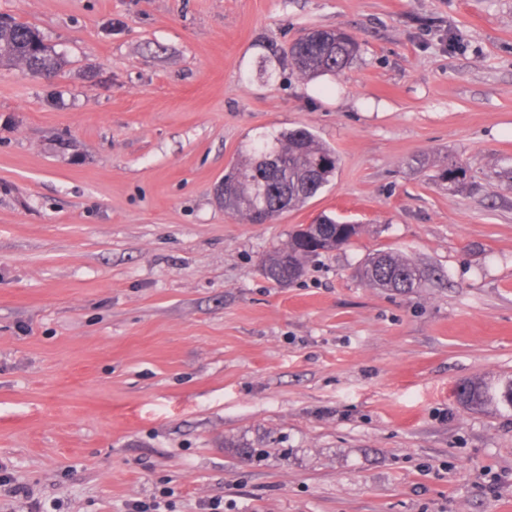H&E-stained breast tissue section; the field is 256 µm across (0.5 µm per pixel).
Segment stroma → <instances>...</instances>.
Segmentation results:
<instances>
[{
	"mask_svg": "<svg viewBox=\"0 0 512 512\" xmlns=\"http://www.w3.org/2000/svg\"><path fill=\"white\" fill-rule=\"evenodd\" d=\"M68 61L0 69V512H512V0H0ZM312 28L360 51L303 78ZM304 127L331 183L215 188ZM457 163L464 183L437 174ZM321 213L351 247L260 265ZM392 251L406 293L360 281ZM277 155L279 165L271 172L268 156ZM338 157L331 147L317 141L307 128L281 130L272 139L252 145L244 160L224 174L223 183L233 188L224 210L250 223L257 207L268 205L272 213L294 210L315 197L336 173ZM355 273L371 286L395 291L418 288L423 277L416 265L390 251L369 255L357 266ZM456 399L460 405L472 410L482 411L488 406L498 410H512V379L491 383L484 378L469 379L456 388Z\"/></svg>",
	"mask_w": 512,
	"mask_h": 512,
	"instance_id": "35a3bbf8",
	"label": "stroma"
}]
</instances>
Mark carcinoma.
Instances as JSON below:
<instances>
[{"mask_svg":"<svg viewBox=\"0 0 512 512\" xmlns=\"http://www.w3.org/2000/svg\"><path fill=\"white\" fill-rule=\"evenodd\" d=\"M358 52V43L347 33L322 28L293 42L286 56L302 76L314 79L343 71ZM64 64V56L28 24L14 20L0 24V67L20 65L34 74L53 76ZM271 155L279 160L273 172L266 163ZM337 165L335 150L319 143L309 129L282 130L251 146L245 158L224 174L223 183L233 188L225 211L253 223V213L264 204L274 213L297 209L330 183ZM463 174L462 168L451 164L441 169L438 178L452 189ZM359 232V225L342 224L326 215L321 224L300 226L284 246L269 253L262 272L267 279L288 285L303 275L308 260L350 246ZM355 273L371 286L395 291L417 288L423 277L416 265L390 251L368 256ZM456 399L472 411L488 406L511 411L512 379L498 383L469 379L457 386Z\"/></svg>","mask_w":512,"mask_h":512,"instance_id":"cac0c4a2","label":"carcinoma"}]
</instances>
